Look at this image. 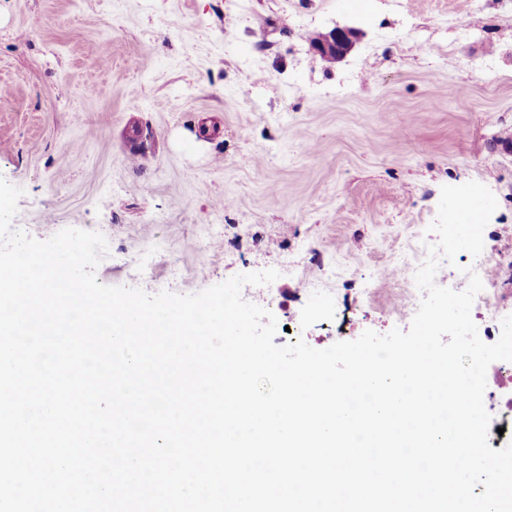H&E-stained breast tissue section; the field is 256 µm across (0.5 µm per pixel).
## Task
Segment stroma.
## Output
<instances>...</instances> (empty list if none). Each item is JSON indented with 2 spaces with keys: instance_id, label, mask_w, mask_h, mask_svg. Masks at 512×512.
Instances as JSON below:
<instances>
[{
  "instance_id": "1",
  "label": "stroma",
  "mask_w": 512,
  "mask_h": 512,
  "mask_svg": "<svg viewBox=\"0 0 512 512\" xmlns=\"http://www.w3.org/2000/svg\"><path fill=\"white\" fill-rule=\"evenodd\" d=\"M336 27L361 36L330 64L308 36ZM508 128L512 0H0L13 227L100 232L99 283L152 295L280 270L268 309L317 349L394 328L377 274L421 258L445 185L495 194L512 305Z\"/></svg>"
}]
</instances>
